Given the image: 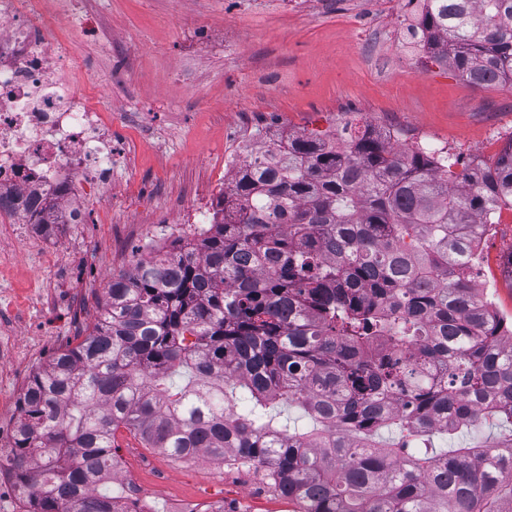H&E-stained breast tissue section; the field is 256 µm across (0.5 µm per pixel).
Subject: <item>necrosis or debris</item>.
I'll return each mask as SVG.
<instances>
[{
	"label": "necrosis or debris",
	"instance_id": "necrosis-or-debris-1",
	"mask_svg": "<svg viewBox=\"0 0 512 512\" xmlns=\"http://www.w3.org/2000/svg\"><path fill=\"white\" fill-rule=\"evenodd\" d=\"M421 0H406L389 44L399 58L427 54L417 23ZM60 11L41 0H0V213L26 234L34 210L59 224L84 221L77 192L108 195L116 126L99 103L70 84L82 72L59 33Z\"/></svg>",
	"mask_w": 512,
	"mask_h": 512
}]
</instances>
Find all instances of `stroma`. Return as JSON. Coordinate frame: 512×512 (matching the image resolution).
<instances>
[{
  "label": "stroma",
  "instance_id": "1",
  "mask_svg": "<svg viewBox=\"0 0 512 512\" xmlns=\"http://www.w3.org/2000/svg\"><path fill=\"white\" fill-rule=\"evenodd\" d=\"M98 21L80 36L81 16ZM395 15L374 0H81L60 31L88 63L130 148L112 167V196H86L87 224L19 245L0 222V441L10 442L31 373L90 333L114 273L177 234L168 221L215 203L260 145L291 132L388 125L451 148L460 165L492 163L512 140V84L477 88L433 58L373 59ZM481 287L512 319V223L491 225ZM122 474L156 512L220 501L225 512H300L252 490L253 476L213 460L177 463L126 429L114 434Z\"/></svg>",
  "mask_w": 512,
  "mask_h": 512
}]
</instances>
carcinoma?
<instances>
[{
    "label": "carcinoma",
    "instance_id": "carcinoma-1",
    "mask_svg": "<svg viewBox=\"0 0 512 512\" xmlns=\"http://www.w3.org/2000/svg\"><path fill=\"white\" fill-rule=\"evenodd\" d=\"M433 57L512 82V0H429ZM262 145L209 228L112 275L94 330L35 370L0 457L28 512H139L123 427L173 461L257 467L301 512H512V323L469 286L512 139L480 173L366 127ZM296 405L301 433L267 409ZM484 420L493 440L435 452ZM396 427L406 441L379 440Z\"/></svg>",
    "mask_w": 512,
    "mask_h": 512
}]
</instances>
